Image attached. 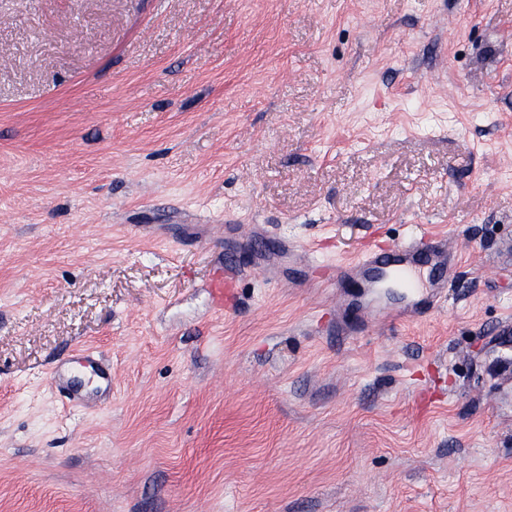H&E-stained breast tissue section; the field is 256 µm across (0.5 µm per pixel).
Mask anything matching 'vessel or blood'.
<instances>
[{
	"label": "vessel or blood",
	"instance_id": "b4317fda",
	"mask_svg": "<svg viewBox=\"0 0 512 512\" xmlns=\"http://www.w3.org/2000/svg\"><path fill=\"white\" fill-rule=\"evenodd\" d=\"M452 266L453 255L445 239L420 226L406 241L392 249L361 250L355 260L337 267L336 280L340 283L351 281L362 288H375L388 279L405 288L404 305L366 308V315L384 329L437 308L446 295ZM427 268L435 270L436 275L425 281L421 273Z\"/></svg>",
	"mask_w": 512,
	"mask_h": 512
}]
</instances>
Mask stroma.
Returning <instances> with one entry per match:
<instances>
[{
  "instance_id": "1",
  "label": "stroma",
  "mask_w": 512,
  "mask_h": 512,
  "mask_svg": "<svg viewBox=\"0 0 512 512\" xmlns=\"http://www.w3.org/2000/svg\"><path fill=\"white\" fill-rule=\"evenodd\" d=\"M416 224L393 328L288 260ZM507 317L512 0H0V512H512ZM447 241V237H439L417 225L406 241L392 249H362L355 260L336 266V288L346 281L355 282L360 288H379L386 279L405 288L404 305L365 309L364 313L383 329L407 317L426 314L437 308L446 295L448 273L453 266ZM425 267L441 274L429 277L427 284H422L420 275Z\"/></svg>"
}]
</instances>
